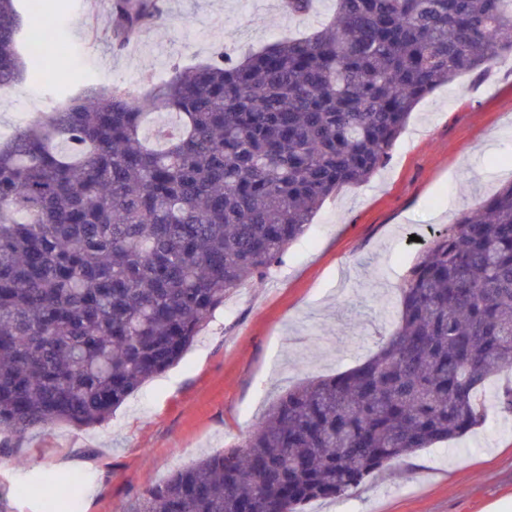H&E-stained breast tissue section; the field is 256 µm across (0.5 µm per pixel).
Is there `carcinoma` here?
Instances as JSON below:
<instances>
[{
    "mask_svg": "<svg viewBox=\"0 0 512 512\" xmlns=\"http://www.w3.org/2000/svg\"><path fill=\"white\" fill-rule=\"evenodd\" d=\"M312 0H282L288 16ZM119 0L113 42L157 24ZM0 0V94L25 71ZM512 54V0H336L331 20L140 94L88 86L0 141V447L105 421L262 280L326 199L371 178L415 107ZM179 121L163 137L153 115ZM373 356L300 383L242 444L124 512H300L392 461L512 413V181L432 230ZM56 512L58 476L36 477Z\"/></svg>",
    "mask_w": 512,
    "mask_h": 512,
    "instance_id": "obj_1",
    "label": "carcinoma"
}]
</instances>
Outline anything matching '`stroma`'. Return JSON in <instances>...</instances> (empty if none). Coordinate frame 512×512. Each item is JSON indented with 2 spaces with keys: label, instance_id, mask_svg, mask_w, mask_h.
<instances>
[{
  "label": "stroma",
  "instance_id": "obj_1",
  "mask_svg": "<svg viewBox=\"0 0 512 512\" xmlns=\"http://www.w3.org/2000/svg\"><path fill=\"white\" fill-rule=\"evenodd\" d=\"M113 0H19L28 16L20 49L52 69L75 57L58 84L24 75L0 96V138L51 111L60 90L88 83L148 92L174 66L240 55L328 21L333 0L291 18L281 0H164L163 22L124 49L112 45ZM512 180V57L465 75L414 109L388 162L368 181L328 198L259 285L232 291L197 342L139 387L108 420L28 432L0 454V512H42L28 484L76 461L77 512H121L144 488L199 457L237 446L266 409L301 381L369 358L398 322L399 286L431 227L451 223ZM512 505V414L490 411L457 440L394 462L345 496L305 512H493Z\"/></svg>",
  "mask_w": 512,
  "mask_h": 512
}]
</instances>
